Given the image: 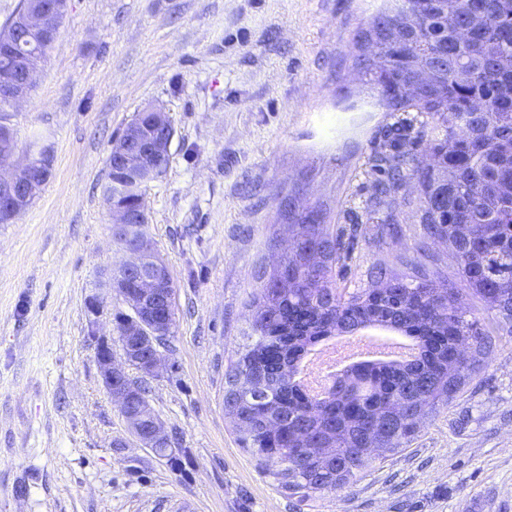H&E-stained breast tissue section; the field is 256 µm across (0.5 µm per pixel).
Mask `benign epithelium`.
<instances>
[{"label":"benign epithelium","mask_w":512,"mask_h":512,"mask_svg":"<svg viewBox=\"0 0 512 512\" xmlns=\"http://www.w3.org/2000/svg\"><path fill=\"white\" fill-rule=\"evenodd\" d=\"M67 11V0H24L9 22L10 37L0 39V52L9 60V65L0 69V105L15 107L26 102L33 89V71L39 59L29 52L17 48L22 40L32 39L36 48L47 49L57 40L62 19ZM444 67L424 64L414 75V82L428 87L441 79ZM155 133L144 136L134 121L130 122L121 138L113 143L114 151L128 167L140 174L134 187L137 193L152 182L153 171L170 154L174 136L169 116L160 108L150 109ZM18 147L0 151V223L10 224L24 213L36 197L46 180L42 162L33 149L17 155ZM115 237L125 253V259L112 266L105 283L107 293L113 295L120 305L131 330L123 332L114 324L120 343V355L112 349V336L99 334L100 317L106 303L95 297L86 304L89 317V335L96 342V360L101 383L111 396L125 419L130 433L144 447L152 450L164 449L163 458L174 456L169 436L165 433V422L155 411L150 400L141 403L138 409L130 408V395L147 376H155L163 365L164 340L171 335L165 324L154 321L146 324L159 306L174 307V292L171 288L157 287L161 279L171 278L166 263L151 249L146 237L132 239V232L149 221L145 205L136 210L112 209ZM135 277L145 280V286L134 294L122 289L126 280ZM136 374H131V371ZM151 417L149 439L140 436L141 419Z\"/></svg>","instance_id":"7a95c632"}]
</instances>
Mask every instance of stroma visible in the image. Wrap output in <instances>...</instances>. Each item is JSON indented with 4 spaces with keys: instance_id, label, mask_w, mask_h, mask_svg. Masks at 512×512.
<instances>
[{
    "instance_id": "35a3bbf8",
    "label": "stroma",
    "mask_w": 512,
    "mask_h": 512,
    "mask_svg": "<svg viewBox=\"0 0 512 512\" xmlns=\"http://www.w3.org/2000/svg\"><path fill=\"white\" fill-rule=\"evenodd\" d=\"M377 0H68L29 101L0 111L51 175L0 224V512H512V336L407 448L338 492L290 494L238 443L225 377L251 331L259 266L291 232L283 195L353 239L345 288L383 262L456 282L416 207L352 223L387 113L353 67ZM148 106L169 114L167 170L144 200L176 323L149 398L179 452L143 447L103 388L86 303L120 257L104 203L111 144Z\"/></svg>"
}]
</instances>
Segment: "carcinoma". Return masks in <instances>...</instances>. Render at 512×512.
I'll return each instance as SVG.
<instances>
[{"mask_svg": "<svg viewBox=\"0 0 512 512\" xmlns=\"http://www.w3.org/2000/svg\"><path fill=\"white\" fill-rule=\"evenodd\" d=\"M467 24L472 39L453 44L448 17ZM353 39V62L378 54L388 64L381 111L407 117L387 127L368 158L379 184L419 183L425 235L448 242L465 287L496 311L512 333V0H415L408 13L370 18ZM448 61V76L429 92L412 85L416 64ZM466 125L477 135L459 133ZM441 156L430 170L418 146ZM107 206L134 209L133 189L105 187ZM400 203L383 195L366 204V219L399 221ZM294 248L257 273L255 314L244 351L226 374L224 411L242 449L264 473L306 497L356 482L383 452L406 447L420 425L448 404L482 366L491 335L456 303L457 288L426 275H399L372 265L369 288H340L337 270L350 244L331 229L320 205H302L291 191L281 202ZM379 327L410 339V362L370 361L334 375L321 397L306 394L297 376L313 348L338 331Z\"/></svg>", "mask_w": 512, "mask_h": 512, "instance_id": "obj_1", "label": "carcinoma"}]
</instances>
